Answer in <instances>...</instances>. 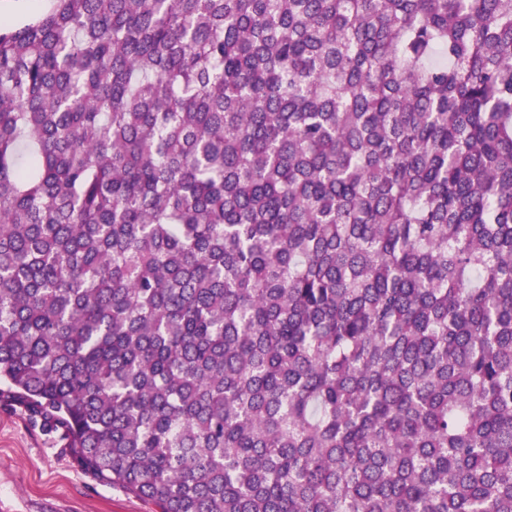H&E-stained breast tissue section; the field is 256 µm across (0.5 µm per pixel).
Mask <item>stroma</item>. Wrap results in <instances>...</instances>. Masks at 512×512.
Segmentation results:
<instances>
[{"label":"stroma","instance_id":"1","mask_svg":"<svg viewBox=\"0 0 512 512\" xmlns=\"http://www.w3.org/2000/svg\"><path fill=\"white\" fill-rule=\"evenodd\" d=\"M0 512H157L84 470L62 432L0 397Z\"/></svg>","mask_w":512,"mask_h":512}]
</instances>
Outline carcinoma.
<instances>
[{
    "label": "carcinoma",
    "instance_id": "cac0c4a2",
    "mask_svg": "<svg viewBox=\"0 0 512 512\" xmlns=\"http://www.w3.org/2000/svg\"><path fill=\"white\" fill-rule=\"evenodd\" d=\"M1 383L160 512H512V0L0 24Z\"/></svg>",
    "mask_w": 512,
    "mask_h": 512
}]
</instances>
